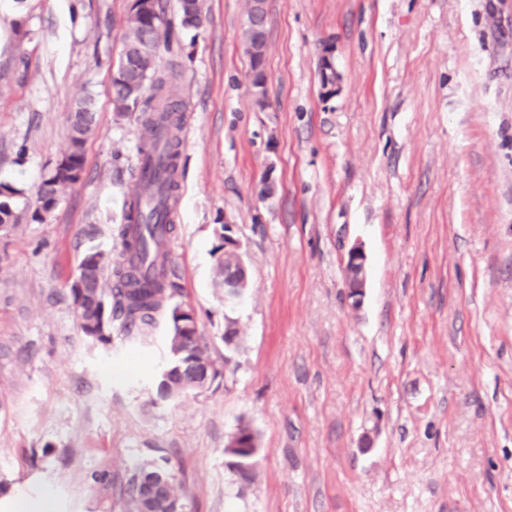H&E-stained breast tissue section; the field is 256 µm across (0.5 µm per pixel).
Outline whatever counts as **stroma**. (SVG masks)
Here are the masks:
<instances>
[{
	"label": "stroma",
	"mask_w": 512,
	"mask_h": 512,
	"mask_svg": "<svg viewBox=\"0 0 512 512\" xmlns=\"http://www.w3.org/2000/svg\"><path fill=\"white\" fill-rule=\"evenodd\" d=\"M164 2L158 63H180L183 101L173 301L225 378L158 400L168 312L103 343L72 308L80 260L117 257L136 192L140 124L111 90L130 0H0V182L18 191L0 231V501L123 512L133 469L160 465L185 512H512V0H266L262 107L247 0H204L197 30ZM88 94L83 178L35 222ZM226 223L250 276L233 304L216 285ZM243 423L244 487L224 456ZM248 6H247V16L250 24H247L242 32V43L245 45L246 43H251L255 48H257V53H250L246 48L245 53L248 55L250 59V67L253 71V77L251 73V86H253L255 94L260 95L261 97L265 98L266 90H265V83H266V72L265 68L263 66V71L265 75V83H264V75L261 70H258L259 66L261 65L262 58L265 54V47H266V34L262 31H257L251 26L252 23V16L251 14L254 11H259L262 13L263 18H267L266 10L263 7L258 6L257 2H253V0H248ZM253 78V80H252ZM366 261L367 257L364 251L359 247H353L349 250L345 271L347 276L356 282L357 286L350 289V297L353 299V305H357L363 296L366 286Z\"/></svg>",
	"instance_id": "obj_1"
}]
</instances>
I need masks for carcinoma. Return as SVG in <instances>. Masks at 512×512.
Returning a JSON list of instances; mask_svg holds the SVG:
<instances>
[{"label": "carcinoma", "mask_w": 512, "mask_h": 512, "mask_svg": "<svg viewBox=\"0 0 512 512\" xmlns=\"http://www.w3.org/2000/svg\"><path fill=\"white\" fill-rule=\"evenodd\" d=\"M180 24L185 29L202 26V0H178ZM173 30L165 23L163 0H148L144 9L130 8L127 31L123 38V50L117 65L112 70L113 112L119 117L140 113L143 134L139 146L142 156L141 179L148 190L147 195L138 196L128 203L127 224L120 230L121 251L112 261L101 257V253L88 252L79 268L86 274L88 288L81 304L82 328L91 337L108 342L112 326L129 331L147 326L155 320V314L177 291L169 279L167 256L150 249L148 239L153 234V225L168 223L169 202L179 187V105L175 96L177 71L162 74L158 69L142 76L150 83L152 95L144 92L132 97L127 91V79L132 76L137 47L160 36L170 43ZM251 43L256 53L248 54L253 71L252 86L255 94L266 95L264 75L259 70L265 54L266 34L246 25L242 32V43ZM74 111L83 112L78 121L69 125L67 146L62 158L69 164V175L49 173L38 191V206L32 219L45 220L58 204L67 189L76 184L84 172V145L95 126V102L87 96L76 103ZM18 190L10 184L0 182V230L15 227L12 199ZM111 268L116 285L106 283L104 272ZM190 351L198 360H208L203 338L181 335L177 344L170 345L172 354L171 372L159 378L156 384L158 399L164 400L173 390L197 381L194 370L179 364L184 352ZM125 512H154L171 508L180 500L171 477L161 467L134 472L128 478L125 490Z\"/></svg>", "instance_id": "cac0c4a2"}]
</instances>
